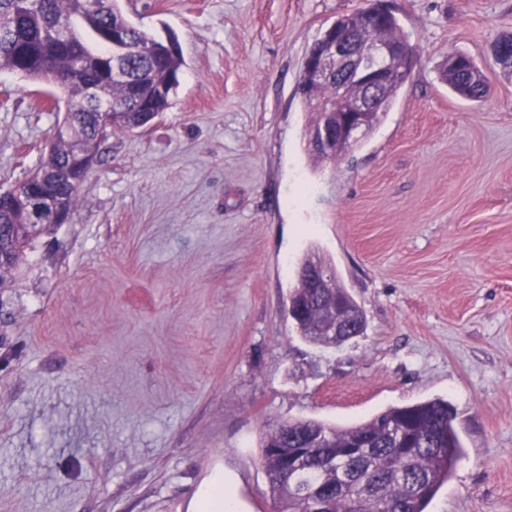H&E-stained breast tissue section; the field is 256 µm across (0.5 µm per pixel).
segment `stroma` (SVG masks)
<instances>
[{"label":"stroma","instance_id":"stroma-1","mask_svg":"<svg viewBox=\"0 0 512 512\" xmlns=\"http://www.w3.org/2000/svg\"><path fill=\"white\" fill-rule=\"evenodd\" d=\"M372 3L121 0L185 66L0 274V512H188L217 469L238 512H274L267 432L436 397L463 453L426 512H512V71L492 53L512 0H391L410 76L361 147L315 162L302 61ZM455 52L484 101L442 82ZM61 97L0 71V191L46 158ZM311 255L365 315L343 345L287 313Z\"/></svg>","mask_w":512,"mask_h":512}]
</instances>
